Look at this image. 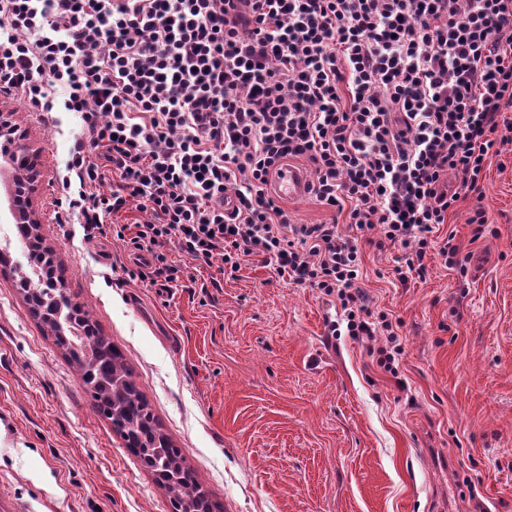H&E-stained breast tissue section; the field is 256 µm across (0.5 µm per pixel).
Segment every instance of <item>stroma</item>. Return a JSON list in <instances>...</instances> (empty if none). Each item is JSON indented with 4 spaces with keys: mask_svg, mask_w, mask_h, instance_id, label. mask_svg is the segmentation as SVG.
I'll use <instances>...</instances> for the list:
<instances>
[{
    "mask_svg": "<svg viewBox=\"0 0 512 512\" xmlns=\"http://www.w3.org/2000/svg\"><path fill=\"white\" fill-rule=\"evenodd\" d=\"M0 110L38 155L34 208L68 296L125 354L221 512H512L511 148L484 181L491 233L473 239L467 199L435 235L468 255L466 272L435 254L403 283L395 250L364 247L359 286L404 346L393 375L336 333L335 297L257 258L223 277L171 245L197 287L143 281L129 241L57 220L81 115L46 122L21 97ZM0 512H168L1 275Z\"/></svg>",
    "mask_w": 512,
    "mask_h": 512,
    "instance_id": "obj_1",
    "label": "stroma"
}]
</instances>
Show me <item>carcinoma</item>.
Returning a JSON list of instances; mask_svg holds the SVG:
<instances>
[{
  "mask_svg": "<svg viewBox=\"0 0 512 512\" xmlns=\"http://www.w3.org/2000/svg\"><path fill=\"white\" fill-rule=\"evenodd\" d=\"M15 237L28 251V269L18 287L32 316L54 336L88 388L93 409L110 420L112 431L152 475L169 512H215L219 505L198 471L164 432L124 354L101 334L90 310L75 302L72 320L57 324L49 319L56 298L65 292L63 267L52 254L30 244L25 225H15Z\"/></svg>",
  "mask_w": 512,
  "mask_h": 512,
  "instance_id": "carcinoma-1",
  "label": "carcinoma"
}]
</instances>
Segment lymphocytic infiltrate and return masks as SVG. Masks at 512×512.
I'll list each match as a JSON object with an SVG mask.
<instances>
[{"label":"lymphocytic infiltrate","instance_id":"f902f5d3","mask_svg":"<svg viewBox=\"0 0 512 512\" xmlns=\"http://www.w3.org/2000/svg\"><path fill=\"white\" fill-rule=\"evenodd\" d=\"M0 95L81 114L58 205L85 238L133 205L151 283L173 281L171 243L223 273L262 258L336 297L393 374L404 348L363 303L360 244L397 250L403 282L434 250L463 268L434 235L512 143V0H0ZM291 158L343 224L268 196Z\"/></svg>","mask_w":512,"mask_h":512}]
</instances>
